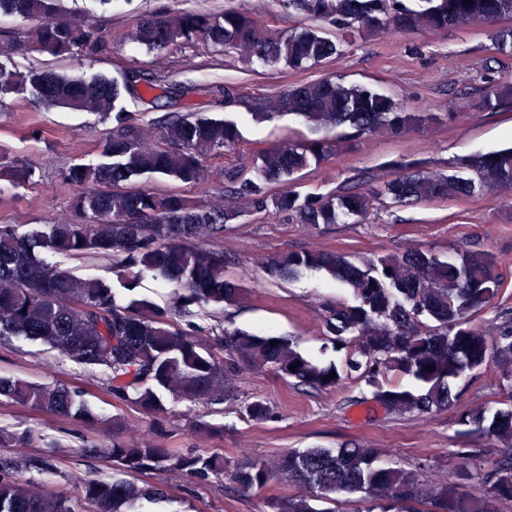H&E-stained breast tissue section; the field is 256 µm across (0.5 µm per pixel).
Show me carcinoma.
Returning a JSON list of instances; mask_svg holds the SVG:
<instances>
[{
	"label": "carcinoma",
	"instance_id": "cac0c4a2",
	"mask_svg": "<svg viewBox=\"0 0 512 512\" xmlns=\"http://www.w3.org/2000/svg\"><path fill=\"white\" fill-rule=\"evenodd\" d=\"M284 7L307 22L288 33L276 32L234 9L219 16L197 11L145 15L135 25L133 39L150 51L178 41L204 36L226 51H236L268 65L283 63L304 70L342 52L341 43L320 35L315 24L338 30L402 34L438 30L481 22L496 28L494 48L512 51V0H418L411 9L403 0H282ZM57 0H0V12L16 14L33 23L30 42H11L20 53L32 48L52 57L81 54L95 57L110 46L81 25L56 19ZM30 83L42 89L51 104L109 115L122 92L154 95L158 85L134 73L119 87L105 77L68 79L52 72L26 74L0 70V91ZM512 103L511 83H489L482 108L493 112ZM258 120L283 114L299 115L317 132L316 139L288 140L267 147L253 177L228 176L224 204L194 206L176 194L149 189L131 190L126 184L145 174H159L191 185L199 181L203 161L213 152L235 148L242 139L232 118L207 119L166 116L160 120L165 145L145 142L134 126L122 125L106 143L112 162L96 167H73L64 178L78 187L71 201L73 219L49 225L27 239L0 226V336H27L61 354L88 365H105L108 384L119 398L133 397L147 414L163 411L162 393L194 404H209L233 396L228 375L233 367L268 370L303 385L334 387L341 373L304 356L291 338L224 330L219 339L230 364L204 354L186 333L173 328L181 309H165L145 300L127 305L116 302L112 286L97 278L83 279L40 258L35 248L44 244L73 256H111L122 264L124 279L135 283L146 273L162 282L180 283L186 298L199 304H231L242 288L224 276V251L217 242L224 227L238 217L231 205L237 197L252 201L254 209H273L299 224H335L342 218H361L375 195L394 203L426 202L465 197L476 189H512V147L462 162L471 177L447 175L413 166L377 190L342 191L301 197L292 190L267 194L264 185L285 184L313 163L327 159L340 147L329 137L347 126L359 134L401 135L440 120L435 113L398 105L390 98L332 79L289 87L267 98L247 102ZM325 270L347 286L354 303L338 302L329 309L326 330L351 347L349 371H361L371 380L382 375L374 397L395 413H429L451 405L452 382L467 371L494 359L506 381L508 404L495 410L469 411L459 418L466 433L499 448L487 467L473 462L468 448L458 478L423 488L413 473L378 464L377 448H306L290 450L272 461L251 459L228 468L219 453L188 452L114 441L89 452L112 461L124 474L162 470L181 474L197 484L230 472L241 490L261 487L283 475L302 493L273 496L262 512H338L344 496H358L367 512H499L512 501V324L490 340L470 326V317L498 293L500 281L493 256L456 249L449 258L410 250L375 260L353 261L333 253H287L267 261L266 274L291 279L305 270ZM425 316L432 325L424 324ZM276 344H270V341ZM295 370H289L290 366ZM433 369H427V366ZM336 377L329 378L330 372ZM411 377V389L393 381ZM0 397L37 410L71 417L85 424L95 415L62 384L36 385L0 377ZM7 463L0 465V512H78L74 501L47 496L17 482ZM474 480L482 493L467 491ZM84 500L93 512H141L143 502L167 497V490L138 486L122 478L86 479Z\"/></svg>",
	"mask_w": 512,
	"mask_h": 512
}]
</instances>
